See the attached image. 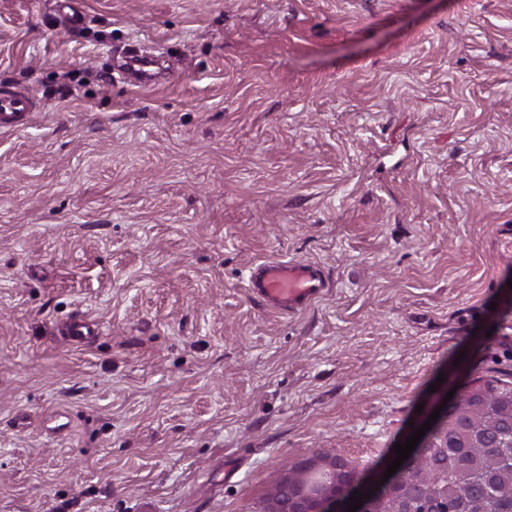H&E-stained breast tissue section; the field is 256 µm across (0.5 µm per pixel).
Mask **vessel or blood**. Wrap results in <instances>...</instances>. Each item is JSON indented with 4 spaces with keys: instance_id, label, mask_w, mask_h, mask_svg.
<instances>
[{
    "instance_id": "vessel-or-blood-1",
    "label": "vessel or blood",
    "mask_w": 512,
    "mask_h": 512,
    "mask_svg": "<svg viewBox=\"0 0 512 512\" xmlns=\"http://www.w3.org/2000/svg\"><path fill=\"white\" fill-rule=\"evenodd\" d=\"M35 109L32 95L22 91L0 92V129L26 123ZM329 287L318 266L300 261H268L250 271L249 288L264 307L292 314L307 307Z\"/></svg>"
}]
</instances>
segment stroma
Here are the masks:
<instances>
[{
  "label": "stroma",
  "instance_id": "obj_1",
  "mask_svg": "<svg viewBox=\"0 0 512 512\" xmlns=\"http://www.w3.org/2000/svg\"><path fill=\"white\" fill-rule=\"evenodd\" d=\"M5 90L0 512H255L512 379V0H0ZM35 106L33 96L27 92H0V129L18 128L25 124ZM330 287L324 271L300 261H268L250 270L249 288L265 308L283 314L307 307Z\"/></svg>",
  "mask_w": 512,
  "mask_h": 512
}]
</instances>
